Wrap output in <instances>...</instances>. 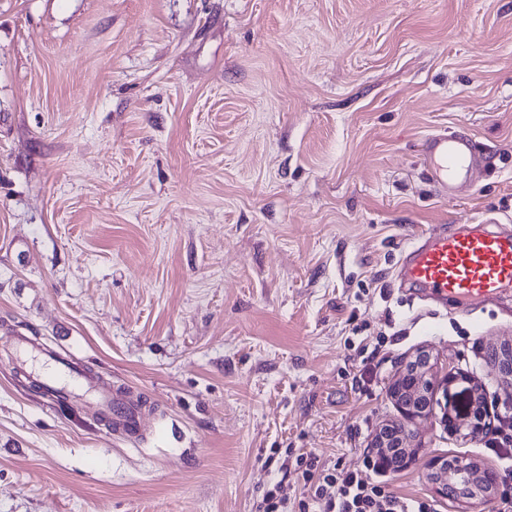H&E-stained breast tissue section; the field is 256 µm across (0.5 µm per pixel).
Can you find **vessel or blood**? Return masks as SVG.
<instances>
[{
    "label": "vessel or blood",
    "instance_id": "obj_1",
    "mask_svg": "<svg viewBox=\"0 0 512 512\" xmlns=\"http://www.w3.org/2000/svg\"><path fill=\"white\" fill-rule=\"evenodd\" d=\"M423 154L441 195L454 193L457 181L476 178L489 160L467 134L438 132L427 137ZM398 278L440 303L474 307L512 290V233L483 224L454 227L420 238L403 255ZM112 426L123 436L139 437L143 405L125 391L102 394Z\"/></svg>",
    "mask_w": 512,
    "mask_h": 512
}]
</instances>
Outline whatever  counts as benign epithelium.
<instances>
[{"label":"benign epithelium","instance_id":"1","mask_svg":"<svg viewBox=\"0 0 512 512\" xmlns=\"http://www.w3.org/2000/svg\"><path fill=\"white\" fill-rule=\"evenodd\" d=\"M429 372L430 356L421 351L406 363L404 370L393 381L390 396L403 415L420 416L433 407L435 393L433 384L428 378ZM390 428L391 425L387 424L380 429L381 435L374 447L378 448L385 457L391 454L390 447L402 448L404 449L403 463H409L414 449L407 447V444L401 440L392 446L388 445V437L384 436V432ZM429 480L434 492L442 497L448 496L450 487L459 492H466L472 499L487 497L497 488L496 478L492 472L470 462L458 459L450 461L446 456L432 460Z\"/></svg>","mask_w":512,"mask_h":512}]
</instances>
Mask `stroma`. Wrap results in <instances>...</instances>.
Segmentation results:
<instances>
[{
  "mask_svg": "<svg viewBox=\"0 0 512 512\" xmlns=\"http://www.w3.org/2000/svg\"><path fill=\"white\" fill-rule=\"evenodd\" d=\"M444 130L493 157L448 197L421 155ZM455 224L512 230V0H0V512H256L301 498L298 455L363 469L391 423L415 456L390 492L492 512L428 474L512 493L484 446L512 294L395 281ZM420 350L437 403L407 419L389 386ZM60 355L94 388L50 405ZM117 386L142 438L96 404ZM429 480L434 492L448 497V487L458 492L464 491L470 499H482L497 488L495 475L477 465L462 460L448 461V456H440L430 464Z\"/></svg>",
  "mask_w": 512,
  "mask_h": 512,
  "instance_id": "1",
  "label": "stroma"
}]
</instances>
